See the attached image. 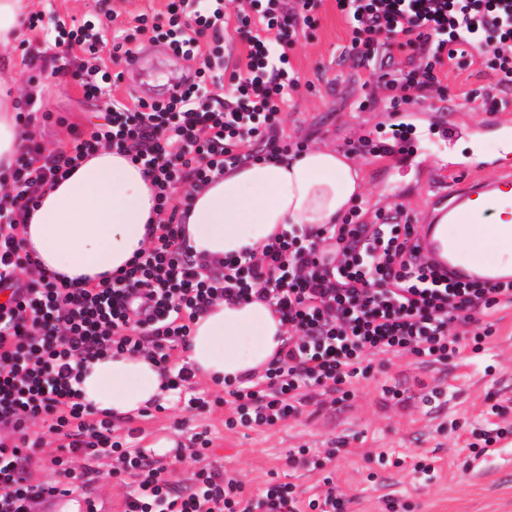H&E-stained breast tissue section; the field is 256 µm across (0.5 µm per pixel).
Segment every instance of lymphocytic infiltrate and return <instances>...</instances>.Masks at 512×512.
I'll return each instance as SVG.
<instances>
[{
  "mask_svg": "<svg viewBox=\"0 0 512 512\" xmlns=\"http://www.w3.org/2000/svg\"><path fill=\"white\" fill-rule=\"evenodd\" d=\"M315 6V0H249L230 14L224 0H172L167 22L138 15L139 31L199 60L193 80L162 101L111 99L104 123L73 129L68 149L26 135L0 173V288L13 294L0 303V424L14 434L0 440V512H33L38 500L85 488L90 469L72 466L79 452L115 457L113 477L137 478L126 512H345L349 500L329 478L325 492L305 503L289 483L245 494L240 481L208 463L206 439L190 452L199 464L191 486L175 493L149 455L113 440L111 418L95 417L73 381L89 359L111 351H144L167 365L213 301L264 300L286 324L288 339L261 377L228 384L224 425L271 427L301 414L312 388L349 399L370 376L373 356L441 362L481 344L492 329L473 332L477 315L512 305V282H453L431 265L416 225L403 222L399 209L370 214L352 207L342 223L325 227L322 242L291 233L263 246L256 260L228 259L207 270L194 259L182 230L191 198L177 190L253 158L246 142L275 128L300 84L281 44L315 27ZM336 7L351 25L347 56L355 65L373 64L395 46L411 48L405 64L379 76L394 92L392 110L413 93L440 89L439 72L467 64L473 49L498 75L502 95L489 97L490 108L512 105V0H336ZM231 27L244 36L246 63L232 72L233 94L224 100L214 86ZM54 43L75 53L55 74L91 98L122 79L101 68L102 53L116 62L133 55L126 43L108 42L98 17L71 27L57 22ZM103 148L141 163L161 219L123 272L95 283L63 282L26 251L25 216L45 186ZM37 423L46 434L31 432ZM49 434L57 448L47 449ZM44 451L58 478L31 483L25 466Z\"/></svg>",
  "mask_w": 512,
  "mask_h": 512,
  "instance_id": "lymphocytic-infiltrate-1",
  "label": "lymphocytic infiltrate"
}]
</instances>
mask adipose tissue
<instances>
[{"instance_id":"ef3b65f1","label":"adipose tissue","mask_w":512,"mask_h":512,"mask_svg":"<svg viewBox=\"0 0 512 512\" xmlns=\"http://www.w3.org/2000/svg\"><path fill=\"white\" fill-rule=\"evenodd\" d=\"M23 102L9 58L0 56V172L23 146L17 114ZM367 193L362 165L331 145L298 155L225 169L194 187L186 240L197 260L260 255L274 238L300 230L313 236L340 223ZM156 201L139 163L103 149L67 178L45 188L30 212L26 248L43 271L71 279L115 275L149 241ZM450 235L498 263L512 264V236L486 224L452 226ZM288 336L274 307L253 300L216 301L192 325L185 361L197 378L220 383L262 375ZM167 379L147 353L107 354L81 370L74 387L94 411L117 419L140 414L164 393Z\"/></svg>"}]
</instances>
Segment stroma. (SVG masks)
I'll use <instances>...</instances> for the list:
<instances>
[{
  "instance_id": "35a3bbf8",
  "label": "stroma",
  "mask_w": 512,
  "mask_h": 512,
  "mask_svg": "<svg viewBox=\"0 0 512 512\" xmlns=\"http://www.w3.org/2000/svg\"><path fill=\"white\" fill-rule=\"evenodd\" d=\"M106 2L115 13L107 36L131 37L134 51L132 63L118 65L125 81L115 89V96L127 95L132 77L144 82L147 95L159 97L172 79L194 74L198 60L175 54L150 34L135 30L136 16L147 11L166 13L169 0ZM315 12L317 27L286 48L301 85L285 107L274 136L281 144H331L346 151L362 138L379 143L394 117L387 107L390 92L372 68L354 66L345 58L351 30L335 0H318ZM25 46L40 50L42 61L39 70L33 71L23 65L20 51H11L21 84L47 81L52 90L37 112L33 132L38 140L49 147L64 145L69 141L68 128L86 129L102 122L106 98H85L74 82L53 75V60L61 56V49L32 32L26 33ZM440 80L443 93L432 89L419 93L404 105V113L426 120L449 108L466 125H482L489 116L483 99L497 91L495 72L473 64L452 69ZM369 94L374 95V103L359 110L358 100ZM477 149L495 161L485 168L486 178L494 177L497 166H512V155H500L496 141L489 137L481 146L462 140L444 152L425 144L418 166L362 155L369 189L365 208L373 212L400 205L414 224H423L430 202L428 171L437 169L439 160L454 162ZM487 321L495 332L485 339L480 352L468 348L444 363H425L412 355L377 357L372 376L360 381L352 400L307 405L302 414L271 428L227 429L228 410L217 402L223 387L194 379L119 423L115 434L132 437L143 448L163 435L179 442L185 455L178 458L170 452L158 458L178 493L191 484L196 464L187 450L203 432L211 440L210 461L240 480L252 495L267 483L288 482L307 497L328 475L340 491L354 498L355 512H386L388 494L395 498L397 512H512V467L492 468L481 478L472 477L468 469L471 443L490 429L512 426V307L488 316ZM392 386L405 389L403 403L392 399L388 392ZM193 398L205 400L206 408H190ZM496 404L501 411L494 415L490 409ZM340 443L344 452L327 461L325 470L288 462L301 449L309 459L326 460L327 451ZM383 450L401 458V466L380 465L377 455ZM421 462L432 465V473L417 471ZM84 463L95 471L87 493L97 496L109 512H124L126 496L137 487L135 477L126 476L120 482L112 478L107 464L91 457Z\"/></svg>"
}]
</instances>
